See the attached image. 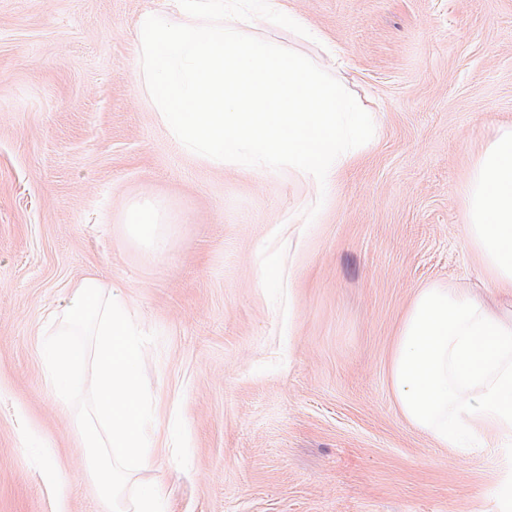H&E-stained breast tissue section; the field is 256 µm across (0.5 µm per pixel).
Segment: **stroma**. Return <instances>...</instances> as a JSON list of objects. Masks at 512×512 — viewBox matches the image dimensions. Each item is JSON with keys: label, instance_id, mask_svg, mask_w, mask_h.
Returning <instances> with one entry per match:
<instances>
[{"label": "stroma", "instance_id": "35a3bbf8", "mask_svg": "<svg viewBox=\"0 0 512 512\" xmlns=\"http://www.w3.org/2000/svg\"><path fill=\"white\" fill-rule=\"evenodd\" d=\"M284 2L342 68L291 32L250 35L333 71L374 122L325 200L171 139L134 74L136 21L167 0H0V512H108L40 355L89 276L158 335L160 446L133 481L168 512H512L505 447H440L390 378L419 288L512 297L462 236L473 163L512 122V0ZM145 205L164 251L128 231Z\"/></svg>", "mask_w": 512, "mask_h": 512}]
</instances>
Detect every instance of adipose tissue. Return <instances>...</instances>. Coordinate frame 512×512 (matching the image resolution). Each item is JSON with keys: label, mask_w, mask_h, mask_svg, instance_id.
I'll use <instances>...</instances> for the list:
<instances>
[{"label": "adipose tissue", "mask_w": 512, "mask_h": 512, "mask_svg": "<svg viewBox=\"0 0 512 512\" xmlns=\"http://www.w3.org/2000/svg\"><path fill=\"white\" fill-rule=\"evenodd\" d=\"M466 198L463 236L486 282L512 286V125L500 127L475 160Z\"/></svg>", "instance_id": "obj_1"}]
</instances>
